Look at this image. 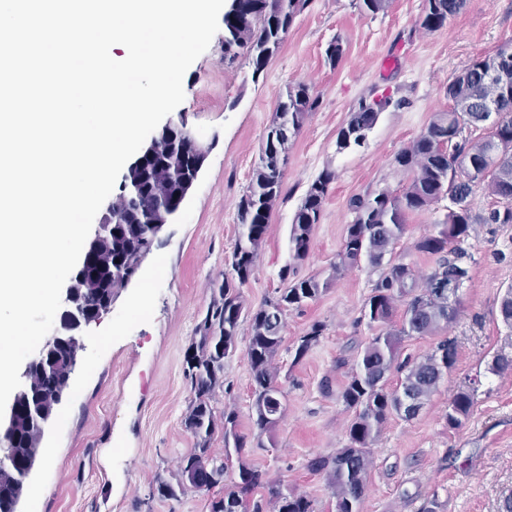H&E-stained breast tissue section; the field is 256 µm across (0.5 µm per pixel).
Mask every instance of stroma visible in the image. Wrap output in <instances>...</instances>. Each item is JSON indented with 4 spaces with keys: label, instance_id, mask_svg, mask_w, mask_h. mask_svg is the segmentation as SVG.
<instances>
[{
    "label": "stroma",
    "instance_id": "stroma-1",
    "mask_svg": "<svg viewBox=\"0 0 512 512\" xmlns=\"http://www.w3.org/2000/svg\"><path fill=\"white\" fill-rule=\"evenodd\" d=\"M424 0H392L387 12L365 13L359 0H307L278 53L263 70L250 57L224 59V34L184 75L185 97L175 109L210 150L198 182L162 241L146 259L138 283L121 291L113 309L82 338L72 391L46 433L20 512H209L210 497L191 489L176 497L153 493L157 481L177 483L179 462L194 446L182 418L192 393L183 358L221 282L238 236L237 207L259 163L276 103L289 85L309 84L318 98L288 151L283 194L273 208L257 267L241 292L257 308L281 288L293 215L307 186L324 168L336 180L323 205L303 276L332 284L304 310L286 315L276 357L285 413L265 448L246 460L283 488L306 495L317 512L334 498L310 459L348 442L352 418L340 397L349 364L367 341L358 323L375 272L367 265L333 276L332 265L352 197L408 182L394 157L447 110V88L478 56L512 47V0H467L459 15L433 32L419 27ZM340 40L343 56L330 66L325 49ZM390 95L362 145L338 149L339 130L362 99ZM446 201L410 214L392 258L418 273L433 260L415 243L442 222ZM470 279L459 294L460 315L448 329L457 343L456 365L419 416L390 420L372 447L373 465L362 512H418L437 496L444 512H498L512 492V372L479 388L461 427L449 428L448 401L459 386L484 371L494 351L512 338L498 318L504 289L512 285V224H480L463 242ZM147 316H135L134 302ZM319 343L303 360L294 347L314 323ZM248 331L226 359L216 411L233 405L250 429Z\"/></svg>",
    "mask_w": 512,
    "mask_h": 512
}]
</instances>
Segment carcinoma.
Segmentation results:
<instances>
[{
	"instance_id": "carcinoma-1",
	"label": "carcinoma",
	"mask_w": 512,
	"mask_h": 512,
	"mask_svg": "<svg viewBox=\"0 0 512 512\" xmlns=\"http://www.w3.org/2000/svg\"><path fill=\"white\" fill-rule=\"evenodd\" d=\"M306 0H248L244 13L224 16V59L232 61L241 54L253 59L261 70L285 42L292 23ZM467 0H424L420 27L427 31L442 28L448 18L459 14ZM500 48L493 55L471 60L448 85L452 105L437 112L426 129L394 158L398 169L409 175L402 192L382 190L350 199L353 219L347 225L333 273L347 267L367 264L378 273L358 323L374 331L354 361L341 392L345 405L353 410L348 429V444L328 456L309 462V469L326 477L335 498V512H361L372 468L371 448L384 426L393 418H416L426 407L455 366L456 341L444 337L431 353L417 358L402 357V343L410 336H434L448 328L458 316V302H450L448 293L435 287L439 276L452 283L470 278L460 244L469 238L476 224H512V56ZM497 78H492V75ZM390 103H359L337 137V148L361 145L376 124L379 114ZM495 106L496 121L484 120L487 104ZM318 98L305 82L288 86L279 99L273 121L280 122L281 139L277 153L263 149L253 177L238 203L239 234L229 270L221 283L210 289L206 313L196 326L195 336L184 357V378L193 398L182 424L194 439V448L180 460L178 486L160 480L154 492L162 498L177 495L176 488L186 480L210 492L222 487L224 494L210 501V512H315L313 501L288 492L266 479L265 473L244 459L249 438L256 447L264 444L261 436L277 426L283 410V391L277 380L274 360L283 342L285 313L301 311L329 288L333 277H297L296 264L308 256L315 225L320 223L324 201L336 179L326 168L308 186L297 208L288 237L291 261L279 271L285 287L266 299L258 308L249 309L240 292L248 282L265 240L273 206L281 197L288 149L305 121L315 111ZM477 128L485 135L477 142L468 131ZM184 148L180 134L170 137L169 156L147 162L136 192L120 200V209L112 222V235L102 242L119 260L121 268L149 244L148 215L157 195L152 172L162 162L173 163ZM483 183L490 193L505 201L500 208L477 214L471 206L475 184ZM187 190L179 172L170 176L162 188V204L177 208ZM448 198L447 212L437 231L420 238L415 248L431 256L435 265L424 275L404 263L386 260L406 229L409 214L431 207ZM423 285H418V281ZM117 283L110 273L93 270V282L82 289V304L89 312L98 310ZM404 309L398 322L393 317L398 304ZM502 324L512 329V285L501 297L498 307ZM249 322L248 364L252 396L251 419L257 434L240 429L239 414L224 409L217 417L212 406L216 389L224 386V361L237 347L243 321ZM324 326L314 323L300 337L294 360H301L323 335ZM80 347L73 341L61 343L52 357L36 366L37 376L29 393L18 399V424L6 456L0 465V512H17L27 491L25 472L37 462L40 439L35 435L36 412L54 416L49 398L68 393L71 377L68 367L77 364ZM512 370V340L494 353L485 368L486 376H499ZM396 373L400 382L388 387V377ZM475 388L457 390L449 404L446 422L455 429L468 418L475 404ZM224 438V461L211 456L215 437ZM236 475H231L232 467ZM264 489L267 497L255 500L252 494Z\"/></svg>"
}]
</instances>
